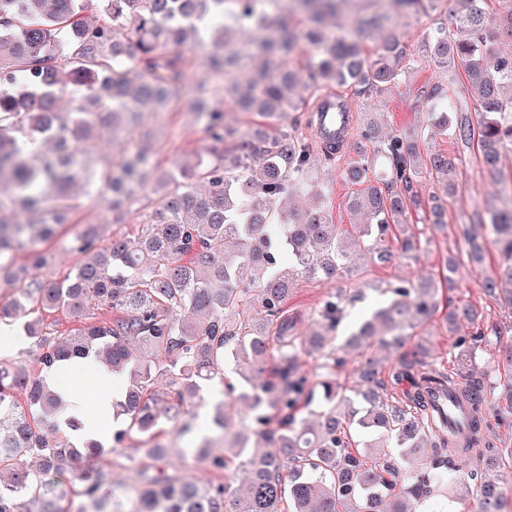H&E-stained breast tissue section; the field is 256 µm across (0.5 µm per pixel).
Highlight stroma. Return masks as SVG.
<instances>
[{
    "instance_id": "obj_1",
    "label": "stroma",
    "mask_w": 512,
    "mask_h": 512,
    "mask_svg": "<svg viewBox=\"0 0 512 512\" xmlns=\"http://www.w3.org/2000/svg\"><path fill=\"white\" fill-rule=\"evenodd\" d=\"M433 24L427 17L402 19L400 30L407 55L403 61V80L380 94L348 95L347 100L356 120H363L366 113H383L389 129L426 125L428 109L426 94L435 85L443 83L444 72L434 64L420 62L416 46L427 29ZM156 134L155 159L160 166H168L190 151L202 148L203 134L183 112L167 113L162 119H150ZM425 152H441L458 157L463 188L449 200L444 230L430 233L424 231L427 222L425 207L410 208L407 222L419 235V250L416 258L395 257L391 262L379 263L370 258L357 260L349 271L335 280L298 278L293 294L288 300V310L294 316L293 333L308 336L325 331L319 311L323 302L331 295L340 293L350 297L344 316L335 330L327 331L328 343L341 346L352 326L374 306L383 301V291L388 285L419 276L441 275L447 254L465 257L469 235L479 233L475 220L476 211L482 210L483 202L497 195L505 182L512 180V151L505 152L498 175L489 174L483 167L477 148L465 149L444 135L426 138L422 144ZM342 163L318 164L316 175L327 194V207L334 224L345 230H353L357 219L348 208V199L356 188L341 176ZM467 303L477 308L482 315L480 326L483 336L477 343V358L472 370L474 379L505 382L512 376V367L503 365L498 356L499 339L512 338V308L499 303L487 295L481 287L480 276L473 275L459 281L455 288L443 290L439 307L431 320L421 328V335L431 337L434 343V360L437 367L454 372L453 351L458 342L445 327L449 308ZM141 453L137 442H126L122 451L104 454L101 464L111 474L110 488L121 512H129L126 487L139 481L138 467Z\"/></svg>"
}]
</instances>
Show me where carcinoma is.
<instances>
[{
  "label": "carcinoma",
  "instance_id": "cac0c4a2",
  "mask_svg": "<svg viewBox=\"0 0 512 512\" xmlns=\"http://www.w3.org/2000/svg\"><path fill=\"white\" fill-rule=\"evenodd\" d=\"M348 0H0V273L21 288L0 305V323L22 322L33 341L31 361L0 362V512H108L102 492L109 471L93 467L103 446L61 442L62 425L80 427L64 412L65 400L47 372L76 359L97 364L128 384L114 402V446L141 438L140 501L133 512H408L392 493L399 477L415 471L431 451V473L407 487L423 503L462 491L473 512H501L496 467H512V447L493 448L483 418L485 390L466 374L473 353L458 342L456 376L434 366L431 342L422 337L391 366L388 376L410 389L396 401L384 397L377 347L399 350L429 320L439 284L450 289L466 273L483 270L485 250L472 238L467 260L448 256L442 282H402L372 319L347 340L361 351L354 394L362 408L340 394L336 349L315 334L320 354L317 380L299 367L300 337L292 335L288 297L298 277L334 279L363 246L386 263L394 233L401 254L412 258L415 233L403 216L421 205L414 192L422 174L435 183L429 196L430 229L445 226L448 200L459 190L456 160L422 156V128L388 135L370 117L347 151L343 179L359 187L350 208L363 215L357 235L333 224L324 192L314 178L313 145L299 133L293 112H307L334 88L380 93L402 75L403 42L391 33L377 50L365 51L360 36L396 26L409 16L432 13L442 21L421 42L422 61L453 64L477 94L480 118L463 111L454 89L435 86L426 96L430 125L463 148L482 154L488 173L499 172L502 152L512 149V0H498L502 19L489 20L488 0H372L369 13L351 27L341 5ZM260 42L244 54L237 36ZM209 39L215 52L198 76L182 54ZM312 48L308 80L292 58L300 43ZM68 98L70 110L58 107ZM220 102L254 116L241 130L224 122ZM186 112L202 127L205 145L194 159L167 168L153 163L154 132L147 113ZM136 141L118 162L101 159V137ZM385 169L370 177L374 161ZM155 194L152 213L140 215V194ZM110 192V217L86 223L65 243L77 263L48 277L52 254L43 245L57 228L74 223L76 192ZM315 192L313 207H280L283 198ZM480 224L498 254V270L482 278L485 292L512 304V187ZM20 208L27 222L11 216ZM142 216L133 239L106 235L110 224ZM346 298L325 302L322 317L333 329ZM61 313L76 327L61 339L44 316ZM448 332L477 325L469 307L451 310ZM280 358L268 379L259 377L270 342ZM231 359L235 400L249 408L245 431L229 434L226 402L215 406L224 451L202 438L196 458L226 472L239 460L245 489L224 481H183L172 468L171 449L155 441L164 423L189 431L184 417ZM453 398L458 421L448 423L435 405ZM317 426L296 414L312 402ZM379 434L358 445L351 430ZM396 454L407 470L379 467L369 456ZM474 455L487 456L488 471L467 469Z\"/></svg>",
  "mask_w": 512,
  "mask_h": 512
}]
</instances>
